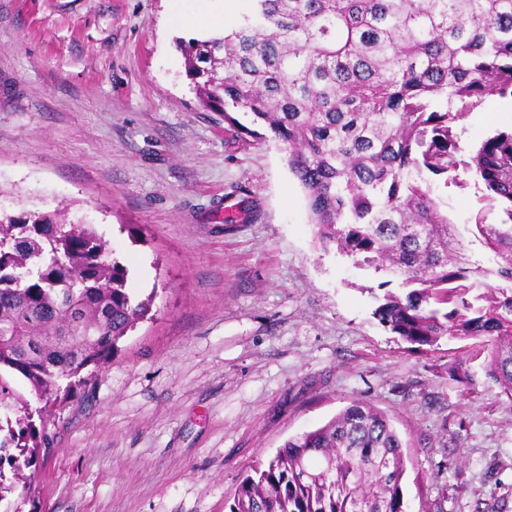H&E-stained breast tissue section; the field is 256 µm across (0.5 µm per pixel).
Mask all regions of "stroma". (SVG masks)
I'll return each instance as SVG.
<instances>
[{"mask_svg": "<svg viewBox=\"0 0 512 512\" xmlns=\"http://www.w3.org/2000/svg\"><path fill=\"white\" fill-rule=\"evenodd\" d=\"M170 2L0 0V211L68 206L154 299L0 512H228L256 461L356 400L400 435L407 512H512V399L480 341L415 351L379 324L383 275L317 247L283 145L199 105ZM511 127L493 95L456 132L467 149ZM458 177L435 194L492 267L470 232L488 203Z\"/></svg>", "mask_w": 512, "mask_h": 512, "instance_id": "1", "label": "stroma"}]
</instances>
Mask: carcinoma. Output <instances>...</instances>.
Returning a JSON list of instances; mask_svg holds the SVG:
<instances>
[{"label": "carcinoma", "instance_id": "1", "mask_svg": "<svg viewBox=\"0 0 512 512\" xmlns=\"http://www.w3.org/2000/svg\"><path fill=\"white\" fill-rule=\"evenodd\" d=\"M253 2L231 32L177 42L200 105L285 146L323 249L400 279L406 293L374 311L383 326L422 348L487 340L485 374L512 398V131L462 162L453 133L487 96L512 97V0ZM460 164L503 213L474 219L493 270L470 261L434 196ZM104 245L59 209L0 215V464L25 486L50 407L151 311ZM16 379L44 406L29 410ZM405 473L389 420L355 402L256 464L229 512H405Z\"/></svg>", "mask_w": 512, "mask_h": 512}]
</instances>
